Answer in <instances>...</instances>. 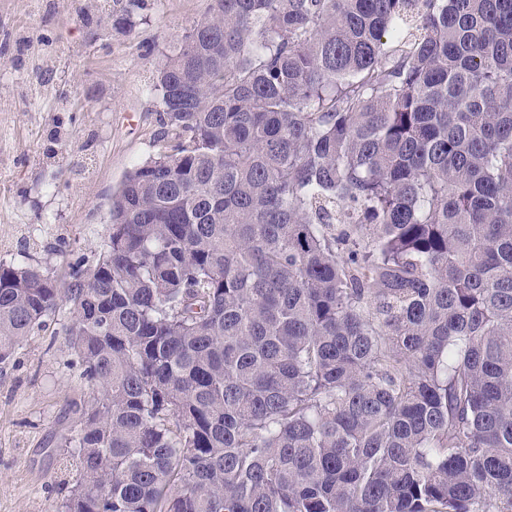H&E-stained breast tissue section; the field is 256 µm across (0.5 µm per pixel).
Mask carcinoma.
I'll use <instances>...</instances> for the list:
<instances>
[{"instance_id":"cac0c4a2","label":"carcinoma","mask_w":512,"mask_h":512,"mask_svg":"<svg viewBox=\"0 0 512 512\" xmlns=\"http://www.w3.org/2000/svg\"><path fill=\"white\" fill-rule=\"evenodd\" d=\"M213 2L96 264L0 261L93 394L59 512H512V0Z\"/></svg>"}]
</instances>
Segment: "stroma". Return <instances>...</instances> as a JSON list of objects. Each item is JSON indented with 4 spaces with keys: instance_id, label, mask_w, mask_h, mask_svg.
Returning <instances> with one entry per match:
<instances>
[{
    "instance_id": "obj_1",
    "label": "stroma",
    "mask_w": 512,
    "mask_h": 512,
    "mask_svg": "<svg viewBox=\"0 0 512 512\" xmlns=\"http://www.w3.org/2000/svg\"><path fill=\"white\" fill-rule=\"evenodd\" d=\"M210 0H146L130 27L90 0H0V261L67 287L95 265L112 191L157 154L156 70ZM69 306L0 364V512H56L78 474L59 448L91 393Z\"/></svg>"
}]
</instances>
